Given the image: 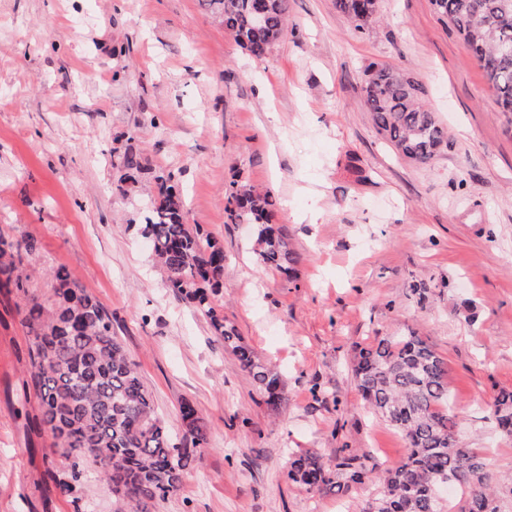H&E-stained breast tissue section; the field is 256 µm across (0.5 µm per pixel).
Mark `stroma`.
Here are the masks:
<instances>
[{"instance_id":"obj_1","label":"stroma","mask_w":512,"mask_h":512,"mask_svg":"<svg viewBox=\"0 0 512 512\" xmlns=\"http://www.w3.org/2000/svg\"><path fill=\"white\" fill-rule=\"evenodd\" d=\"M379 5L380 22L359 31L336 0H289L287 36L257 59L201 0H0V234L34 241L30 293L48 298L61 267L111 314L172 434L185 402L208 429L155 512H355L373 484L307 493L287 478L288 454L332 461L351 448L380 471L402 458L403 436L365 407L352 362L409 330L448 363L460 439L512 478V435L490 410L512 390V116L431 0ZM374 63L412 76L447 129L431 164L376 130L363 95ZM128 152L146 166L134 183L122 179ZM160 170L189 223L223 242L224 320L279 369L280 405L173 296L135 233ZM242 184L270 191L293 273L265 268L253 227L230 223L227 194ZM18 304L0 293V512H113L91 473L76 498L54 489L52 440L22 396Z\"/></svg>"}]
</instances>
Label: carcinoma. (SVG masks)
<instances>
[{
  "label": "carcinoma",
  "instance_id": "1",
  "mask_svg": "<svg viewBox=\"0 0 512 512\" xmlns=\"http://www.w3.org/2000/svg\"><path fill=\"white\" fill-rule=\"evenodd\" d=\"M224 31L256 58L288 34V0H205ZM435 12L459 34L482 69L502 112H512V0H432ZM336 8L363 29L376 20L378 0H336ZM365 104L378 132L404 158L432 162L448 145V131L422 103V88L408 74L372 67ZM124 180L137 181L140 158L124 156ZM154 199L137 232L151 243L153 259L174 295L193 304L236 354L269 403L283 400L279 371L255 360L233 326L224 324L217 298L224 286V245L199 224L185 220L184 203L172 176L154 175ZM275 202L267 192L235 189L226 213L234 224L256 226L255 253L275 271L296 263L288 239L270 224ZM34 250L25 239L0 237V290L21 296L22 324L30 343V381L35 429L50 433L59 459L51 479L72 497L82 471L92 468L107 484H121L114 512H152L181 486L207 445V430L195 408L180 416L178 438L158 413L151 392L123 345L112 335V317L62 269L53 272L47 300L28 292L21 263ZM352 371L368 410L401 432L404 458L374 474L366 459L348 451L326 463L317 451L293 454L288 477L309 493H347L371 480L377 495L360 512H445L441 486L467 490L462 512H498L500 481L478 448H466L455 434L454 405L445 360L413 332L380 336L359 349ZM498 427L512 433V391L492 403Z\"/></svg>",
  "mask_w": 512,
  "mask_h": 512
}]
</instances>
